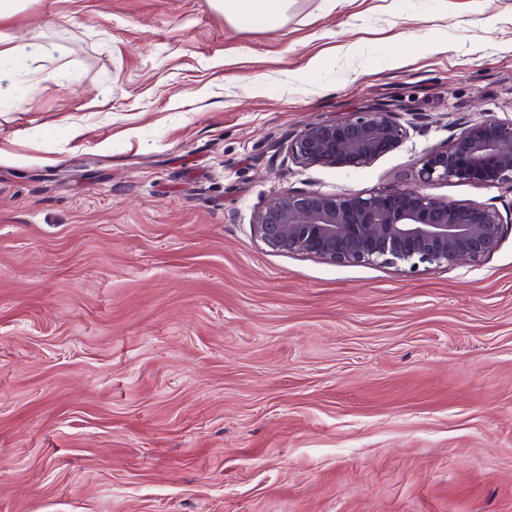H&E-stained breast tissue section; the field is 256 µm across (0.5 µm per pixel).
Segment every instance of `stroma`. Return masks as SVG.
<instances>
[{"mask_svg": "<svg viewBox=\"0 0 512 512\" xmlns=\"http://www.w3.org/2000/svg\"><path fill=\"white\" fill-rule=\"evenodd\" d=\"M10 36L53 52L0 83V512H512V231L412 270L253 227L512 119V0H292L272 29L19 0ZM381 103L421 129L371 166L289 159ZM423 191L512 211L506 184Z\"/></svg>", "mask_w": 512, "mask_h": 512, "instance_id": "obj_1", "label": "stroma"}]
</instances>
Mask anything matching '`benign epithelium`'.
<instances>
[{
  "mask_svg": "<svg viewBox=\"0 0 512 512\" xmlns=\"http://www.w3.org/2000/svg\"><path fill=\"white\" fill-rule=\"evenodd\" d=\"M386 106L311 124L288 141V156L304 167H369L398 149L409 128ZM418 184L363 197L287 192L269 200L254 226L269 246L314 255L337 265L383 263L477 265L502 239L504 219L493 204H457L421 186L455 180L512 186V120L484 119L416 161Z\"/></svg>",
  "mask_w": 512,
  "mask_h": 512,
  "instance_id": "7a95c632",
  "label": "benign epithelium"
}]
</instances>
